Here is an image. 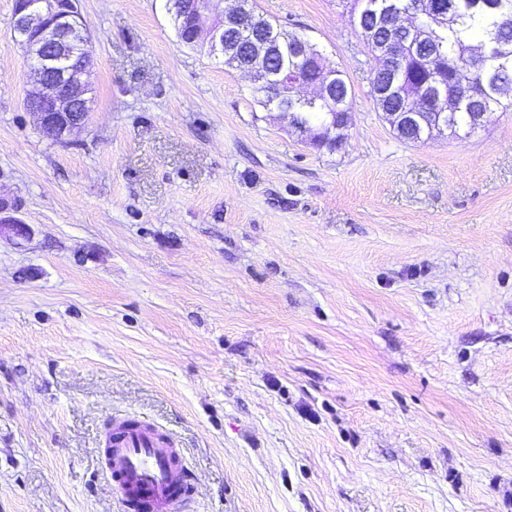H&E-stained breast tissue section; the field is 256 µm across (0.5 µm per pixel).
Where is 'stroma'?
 I'll list each match as a JSON object with an SVG mask.
<instances>
[{"label": "stroma", "mask_w": 512, "mask_h": 512, "mask_svg": "<svg viewBox=\"0 0 512 512\" xmlns=\"http://www.w3.org/2000/svg\"><path fill=\"white\" fill-rule=\"evenodd\" d=\"M352 89L309 145L165 0H80L58 141L0 0V512H129L114 418L182 448L184 512H512V112L399 139L344 0H254Z\"/></svg>", "instance_id": "stroma-1"}]
</instances>
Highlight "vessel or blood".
I'll return each instance as SVG.
<instances>
[{
  "instance_id": "vessel-or-blood-1",
  "label": "vessel or blood",
  "mask_w": 512,
  "mask_h": 512,
  "mask_svg": "<svg viewBox=\"0 0 512 512\" xmlns=\"http://www.w3.org/2000/svg\"><path fill=\"white\" fill-rule=\"evenodd\" d=\"M105 464L131 512H177L189 495L180 449L151 425L115 423Z\"/></svg>"
}]
</instances>
